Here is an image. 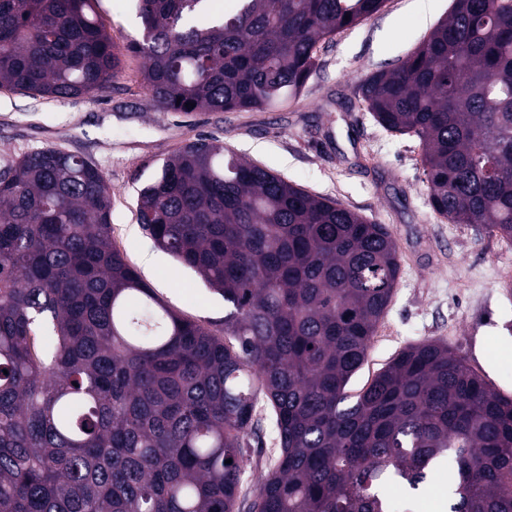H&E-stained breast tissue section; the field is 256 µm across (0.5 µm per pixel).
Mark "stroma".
Instances as JSON below:
<instances>
[{"label": "stroma", "mask_w": 512, "mask_h": 512, "mask_svg": "<svg viewBox=\"0 0 512 512\" xmlns=\"http://www.w3.org/2000/svg\"><path fill=\"white\" fill-rule=\"evenodd\" d=\"M385 0L367 20L336 34L300 96L283 106L241 112H160L141 84L144 60L125 52L119 77L93 96L62 100L0 89V166L26 153L59 148L97 165L112 198V244L177 315L224 331V299L158 248L136 219L139 189L164 160L200 139L233 149L307 191L341 201L386 225L398 248L400 275L350 393L406 346L438 341L492 387L512 396V239L451 224L428 204L416 138L381 128L365 112L356 85L397 66L450 11L452 0ZM119 44L138 38L134 0H98ZM260 432L239 489L255 497L275 446Z\"/></svg>", "instance_id": "stroma-1"}]
</instances>
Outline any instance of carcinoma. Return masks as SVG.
<instances>
[{
  "instance_id": "obj_1",
  "label": "carcinoma",
  "mask_w": 512,
  "mask_h": 512,
  "mask_svg": "<svg viewBox=\"0 0 512 512\" xmlns=\"http://www.w3.org/2000/svg\"><path fill=\"white\" fill-rule=\"evenodd\" d=\"M96 2L0 0V88L107 87L122 50ZM383 3L137 0L127 50L162 112L281 105ZM356 92L419 139L437 215L512 237V5L453 0ZM137 218L224 298V335L114 248L95 165L45 148L0 169V512H238L261 399L276 448L249 512H385L382 485L411 494L444 456L448 512H512V398L448 346H408L349 401L400 273L385 225L206 142L162 163Z\"/></svg>"
}]
</instances>
